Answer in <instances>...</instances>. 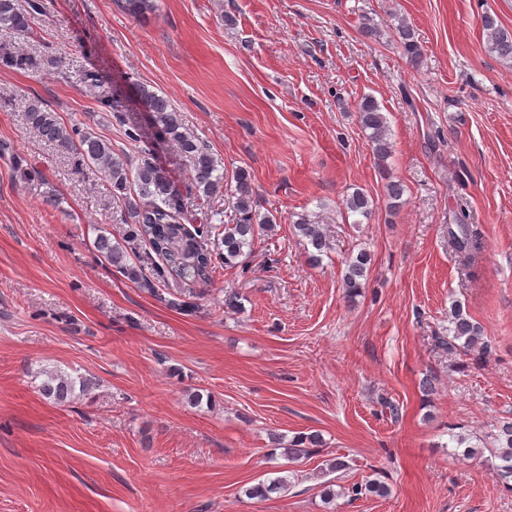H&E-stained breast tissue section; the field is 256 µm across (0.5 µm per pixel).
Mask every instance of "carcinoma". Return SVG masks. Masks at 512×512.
Masks as SVG:
<instances>
[{"instance_id": "1", "label": "carcinoma", "mask_w": 512, "mask_h": 512, "mask_svg": "<svg viewBox=\"0 0 512 512\" xmlns=\"http://www.w3.org/2000/svg\"><path fill=\"white\" fill-rule=\"evenodd\" d=\"M114 5L134 17H143L155 9L154 0H114ZM45 10L44 0H25L23 5L18 4V0H0V28L27 39L33 35L34 24ZM482 28L486 34L487 51L512 62V33L499 24L497 15L484 13ZM397 34L406 57L412 62L417 61L420 49L412 29L403 23L397 28ZM61 63L60 56H31L0 46V66L3 67L38 72L57 70ZM80 84L82 92L112 113L124 140L133 145L142 142L141 126L126 119L127 109L120 100L117 83L108 82L101 69L94 67L81 73ZM137 98L143 110L150 114L156 137L175 146L188 162L191 189L197 198L208 204L220 193L229 195L235 212L234 223L226 224L222 219L213 223V219L220 215L215 210L198 220L166 170L157 162L154 151L148 147L131 156L117 153L112 148V141L85 128L65 125L56 112L38 100L29 103L26 120L42 139L74 155L78 164L98 167L112 188V197L124 205L130 219L129 229L115 238L110 233L97 235L94 246L100 256L129 281L146 289L168 307L181 310L187 307V299L197 295L196 288L211 283L220 270L246 264L255 238L274 228L276 218L261 216L256 211V194L248 173L238 171L232 185L224 180V167L202 141L186 131L179 113L168 99L143 83L138 87ZM357 112L375 159L378 164H385L392 149L387 117L369 96L360 100ZM0 156L14 161L20 179L28 189L36 191L43 186L41 181L34 182L23 168L10 143L0 142ZM346 208L366 218L371 213V201L365 193L356 191L347 199ZM467 220L463 209L454 215V223L448 225V244L468 258L481 249V242L473 235ZM296 229L314 249L310 260L318 262L319 254L327 246L320 225L302 222ZM369 262V255L362 251L346 261L342 281L347 297L353 298L360 292ZM448 322V335L436 337L438 345L451 353L468 355L475 352L480 359L490 356L491 342L484 339L481 326L470 320L461 302L452 303ZM43 375L45 379L38 390L45 399L55 403L70 402L76 394L86 395L90 391L89 380L82 377L74 378L60 370H48ZM453 440L462 456L486 458L499 479L512 489V418L498 421L490 448L473 444L464 435H455ZM319 443L318 434L298 436L281 448L280 456L293 463L309 454V447ZM289 483L288 476H279L268 485L259 483L247 489L246 495L263 497L287 488ZM364 494L386 497L390 488L378 479L348 488L336 487L334 480L323 482L322 497L326 504L341 496Z\"/></svg>"}]
</instances>
